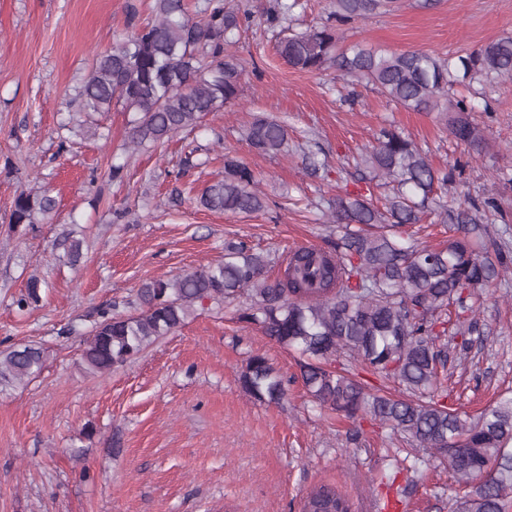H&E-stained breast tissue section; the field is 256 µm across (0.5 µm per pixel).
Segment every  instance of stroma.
<instances>
[{"mask_svg":"<svg viewBox=\"0 0 512 512\" xmlns=\"http://www.w3.org/2000/svg\"><path fill=\"white\" fill-rule=\"evenodd\" d=\"M151 4L0 0V350L36 344L46 353L40 374L0 393V512H302L307 494L327 483L352 512H383L393 501L398 512H452L461 484L437 463H417L390 429L317 408L294 354L239 322V303L197 305L184 326L104 377L83 369L81 334L105 305L133 313L145 281L221 259L225 240L269 254L273 278L288 251L328 247L329 198L348 191L383 202L359 159L387 125L434 167L453 170L472 201L494 200L486 249L512 247V77L474 84L472 118L489 146L467 147L439 113L404 109L333 69L290 68L276 52L282 30L257 21L232 48L248 69L238 101L204 126L134 151L129 115L116 105L98 115L95 131H74L96 54L149 17ZM343 36L349 45L456 57L512 37V0H401L396 11L344 26ZM257 115L287 122L288 155L249 146L242 129ZM188 147L196 153L185 172ZM227 154L261 178L266 211L200 206ZM308 156L326 172L307 173ZM115 164L122 179L112 177ZM37 185L51 189L56 214L10 225L15 196ZM73 237L83 241L75 265ZM33 275L42 301L19 310ZM476 317L466 360L448 359V403L472 414L512 390V274L485 288ZM254 354L286 380L281 403L243 389L239 375Z\"/></svg>","mask_w":512,"mask_h":512,"instance_id":"35a3bbf8","label":"stroma"}]
</instances>
